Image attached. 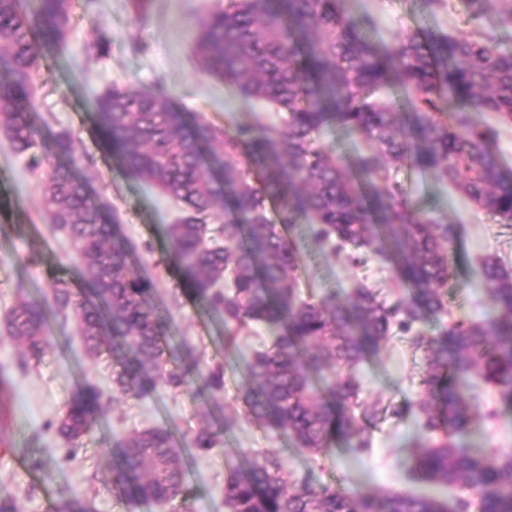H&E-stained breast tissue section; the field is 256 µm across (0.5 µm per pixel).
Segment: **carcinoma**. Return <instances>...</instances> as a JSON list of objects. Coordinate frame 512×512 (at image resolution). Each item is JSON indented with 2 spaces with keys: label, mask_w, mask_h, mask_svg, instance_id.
I'll use <instances>...</instances> for the list:
<instances>
[{
  "label": "carcinoma",
  "mask_w": 512,
  "mask_h": 512,
  "mask_svg": "<svg viewBox=\"0 0 512 512\" xmlns=\"http://www.w3.org/2000/svg\"><path fill=\"white\" fill-rule=\"evenodd\" d=\"M79 0H0V136L30 154L40 173L49 223L75 251L83 287L51 278V298L18 299L0 321V336L16 346L24 369L41 358L52 318L73 315L89 362L108 350L118 369L112 391L138 399L161 384L176 392L191 376L200 391H224V371L204 374L194 362L170 368L169 321L148 304L153 283L130 266L131 243L117 237L108 206L90 195L74 168L71 131L54 135L70 163H51L38 150L31 93L41 53L65 46ZM473 17L489 14L512 28V0H469ZM375 20L348 16L341 0H224L200 22L194 46L205 72L248 100L280 113L275 124L239 125L227 132L188 124L162 84L149 91L118 84L99 95L94 111L109 148L131 173L184 205L167 226L165 265L184 291L224 318V341L264 323L272 344L244 363L247 383L236 400L258 424L286 435L297 448L326 454L343 439L354 450L371 445L366 425L401 415L359 401L355 368L396 333L424 353L416 410L421 448L408 469L420 481L462 487L479 512H512V454L466 448L473 407L461 388L469 380L494 386L512 405V272L484 257L479 276L495 315L454 321L428 336L415 329L448 314L443 288L455 226L410 204L394 167L409 165L448 181L478 210L512 223V172L489 150L496 136L472 114L512 122V51L490 33L415 29L391 47L371 38ZM402 93L411 111L393 95ZM329 128L360 134L369 153L350 163L319 144ZM336 251L366 248L391 264L413 289L387 303L368 288L314 302L297 289L298 254L284 229L301 218ZM0 366V448L13 447L12 387ZM106 392L84 377L55 422L77 445L104 413ZM219 441L212 428L192 434L197 455ZM173 433L146 428L119 441L112 492L145 503L186 499V468ZM229 512H468L434 496L341 492L307 476L293 477L280 456L263 452L224 478Z\"/></svg>",
  "instance_id": "carcinoma-1"
}]
</instances>
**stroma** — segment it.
Wrapping results in <instances>:
<instances>
[{
	"instance_id": "stroma-1",
	"label": "stroma",
	"mask_w": 512,
	"mask_h": 512,
	"mask_svg": "<svg viewBox=\"0 0 512 512\" xmlns=\"http://www.w3.org/2000/svg\"><path fill=\"white\" fill-rule=\"evenodd\" d=\"M218 0H149L145 19H138L133 0H91L78 5L66 45L45 52L37 76L35 122L43 138L68 129L76 136L77 154L91 162L89 188L106 199L120 222V232L136 247L132 266L150 280V302L170 321L176 343L192 349L201 370L235 359L224 371L223 398L202 403L193 387L172 393L160 386L149 395L131 399L113 394L105 415L77 451H69L53 427L82 374L110 387L114 368L109 354L88 363L82 341L73 326L54 330L53 341L27 370L13 367L14 345L0 338V363L10 364L13 389L11 422L14 447L0 450V497L16 500L20 512H48L49 505L77 497L92 500L94 512H178L179 503L146 504L113 495L112 443L136 430L169 428L181 452L194 497L192 512H226L224 477L245 458L263 451L282 452L288 470L309 475L316 484L365 491H398L452 499L451 489L408 478L406 458L420 442L414 414L385 415L370 427L369 450L355 453L338 443L330 453L311 456L291 449L281 434L244 415L234 397L245 384L241 369L246 359L270 344L273 333L262 324L251 325L232 350L224 348V321L194 304L177 287L160 263L164 251L163 227L174 223L179 206L157 189L131 175L103 140L92 103L112 83L136 90L164 82L184 112L230 131L236 125L270 120L255 102L241 98L200 67L193 52V37L202 18ZM352 17L363 13L377 20L375 40L389 46L411 27L426 24L437 32L497 34L503 48L512 50V29L498 27L494 16L472 19L464 0H447L435 14H419L417 0H342ZM111 42L107 55L87 58L86 49L98 35ZM393 177L410 192L416 208L455 224L451 245L452 275L445 290L448 317L482 321L492 313L489 290L477 273L480 260L497 256L512 270V224H506L474 206L448 183L409 166L393 170ZM12 207L0 213V315L15 302L17 282H24L36 297L50 291V275L79 283L73 250L62 233L48 223L37 173L26 155L17 153L0 137V198ZM297 271L303 297L321 300L328 293L344 295L363 286L379 299L408 296L393 268L380 265L366 249L346 248L339 255L324 251L311 238L299 247ZM424 366L422 352L399 335L377 355L360 365L361 399L381 400L383 406H405L416 400ZM476 427L463 437L468 446H489L512 453V411L506 410L495 388L483 387L474 404ZM233 415L234 422L210 454L199 457L186 447L200 427ZM39 435L38 447L28 440Z\"/></svg>"
}]
</instances>
